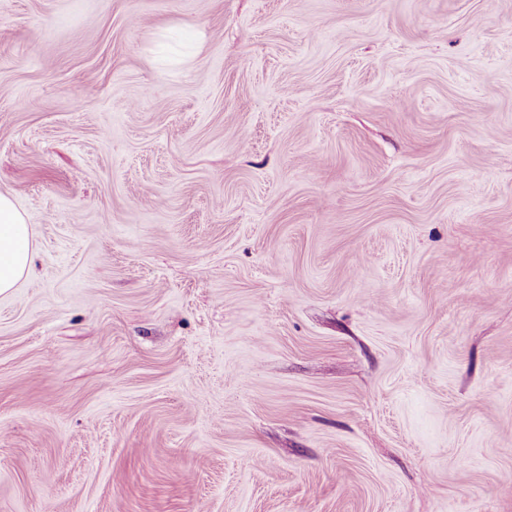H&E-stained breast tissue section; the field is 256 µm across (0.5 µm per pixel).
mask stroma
<instances>
[{
	"instance_id": "1",
	"label": "stroma",
	"mask_w": 512,
	"mask_h": 512,
	"mask_svg": "<svg viewBox=\"0 0 512 512\" xmlns=\"http://www.w3.org/2000/svg\"><path fill=\"white\" fill-rule=\"evenodd\" d=\"M0 512H512V0H0ZM31 225L12 199L0 194V295L11 293L32 270Z\"/></svg>"
}]
</instances>
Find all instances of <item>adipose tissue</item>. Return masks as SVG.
<instances>
[{"label":"adipose tissue","instance_id":"adipose-tissue-1","mask_svg":"<svg viewBox=\"0 0 512 512\" xmlns=\"http://www.w3.org/2000/svg\"><path fill=\"white\" fill-rule=\"evenodd\" d=\"M32 226L12 199L0 194V295L11 293L32 270Z\"/></svg>","mask_w":512,"mask_h":512}]
</instances>
